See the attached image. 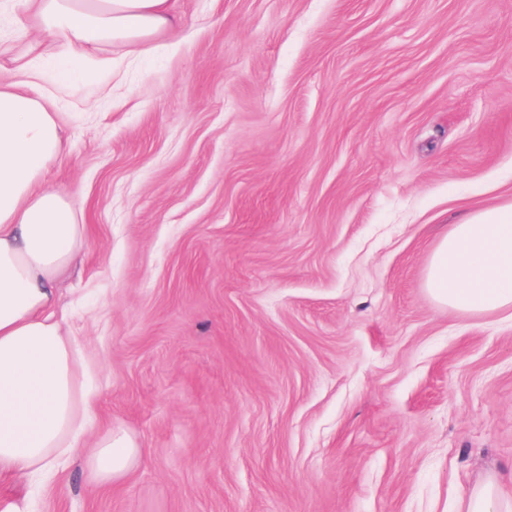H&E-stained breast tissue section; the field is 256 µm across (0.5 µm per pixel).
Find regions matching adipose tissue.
Wrapping results in <instances>:
<instances>
[{
    "label": "adipose tissue",
    "mask_w": 512,
    "mask_h": 512,
    "mask_svg": "<svg viewBox=\"0 0 512 512\" xmlns=\"http://www.w3.org/2000/svg\"><path fill=\"white\" fill-rule=\"evenodd\" d=\"M67 49L60 81L83 73L87 47L149 43L177 22L175 0H28ZM52 100L0 87V475L47 477L83 449L90 479L121 486L142 450L122 427L88 435L76 336L60 314L59 276L88 245L80 207L45 178L69 149ZM432 298L466 314L512 308V204L452 224L425 274Z\"/></svg>",
    "instance_id": "ef3b65f1"
}]
</instances>
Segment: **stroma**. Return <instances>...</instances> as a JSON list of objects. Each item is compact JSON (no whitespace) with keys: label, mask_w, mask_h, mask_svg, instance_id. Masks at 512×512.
<instances>
[{"label":"stroma","mask_w":512,"mask_h":512,"mask_svg":"<svg viewBox=\"0 0 512 512\" xmlns=\"http://www.w3.org/2000/svg\"><path fill=\"white\" fill-rule=\"evenodd\" d=\"M140 53L92 50L47 178L89 247L60 282L96 429L0 512H456L512 497V310L425 286L450 224L512 203V0H178ZM63 43L0 13V86ZM512 501L505 500L496 484L489 481L471 491L466 498L465 512H510Z\"/></svg>","instance_id":"35a3bbf8"}]
</instances>
